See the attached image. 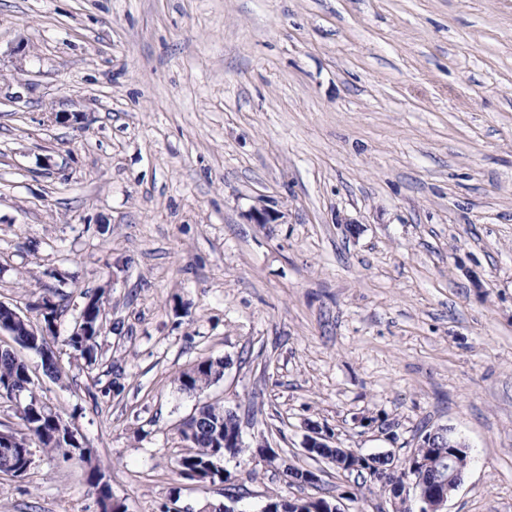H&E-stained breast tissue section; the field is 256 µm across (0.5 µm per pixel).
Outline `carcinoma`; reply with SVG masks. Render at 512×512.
<instances>
[{"label":"carcinoma","instance_id":"carcinoma-1","mask_svg":"<svg viewBox=\"0 0 512 512\" xmlns=\"http://www.w3.org/2000/svg\"><path fill=\"white\" fill-rule=\"evenodd\" d=\"M39 315V326L35 327L29 317L22 314L15 317L12 310L0 309V327L13 334V340L21 347L41 354L45 374L53 380L62 379L63 371L50 348L49 339L55 337V324L60 316V304L55 295L46 293L35 305ZM82 333L78 336L68 335L67 346L93 367L98 361V338L104 326V308L101 297L91 298L79 314ZM224 376V361L210 358L198 361L188 370L182 372L177 383L179 389L190 395H196L219 381ZM9 386L16 394H29V399L18 405V422L14 427L0 429V439L10 436L19 440L18 447L11 455L0 453V473L14 478L23 477L30 469L32 448H41L48 453H60L64 456L78 457L88 469V480L94 494L99 512H126L124 502L112 494L110 486L103 482L97 465L93 464L90 449L78 444V439L70 424L43 403L33 392L32 378L25 362L14 352L5 347L0 350V385ZM235 427L233 417H224V408L212 404L202 406L197 414L184 422L180 430L184 441L190 443L194 451L182 456L178 461L180 474L201 482L224 481L213 471L215 464L224 459L226 452L234 455L244 453L242 448H224V430Z\"/></svg>","mask_w":512,"mask_h":512}]
</instances>
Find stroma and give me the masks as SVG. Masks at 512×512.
I'll list each match as a JSON object with an SVG mask.
<instances>
[{"instance_id": "35a3bbf8", "label": "stroma", "mask_w": 512, "mask_h": 512, "mask_svg": "<svg viewBox=\"0 0 512 512\" xmlns=\"http://www.w3.org/2000/svg\"><path fill=\"white\" fill-rule=\"evenodd\" d=\"M48 288L67 376L20 355L127 512H392L312 424L365 455L448 429L444 512H512V0H0V303ZM94 295L89 370L65 338ZM206 403L251 446L225 483L177 470ZM33 459L0 512H98L79 460ZM225 361L210 358L203 359L191 368L183 371L177 378L179 389L190 395L201 393L204 389L224 376Z\"/></svg>"}]
</instances>
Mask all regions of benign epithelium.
I'll use <instances>...</instances> for the list:
<instances>
[{
    "mask_svg": "<svg viewBox=\"0 0 512 512\" xmlns=\"http://www.w3.org/2000/svg\"><path fill=\"white\" fill-rule=\"evenodd\" d=\"M448 434L446 429H438L425 434L420 446L423 448L448 447V460L437 463L435 455H409L404 461H399L392 452L382 454L391 461L389 470L402 467L405 475L399 481L382 479V491L392 499L395 512H443L448 499L462 483V476L457 468L458 452L453 450L455 444L438 443V440ZM304 451L311 457L322 458L331 462L335 468L346 472H360L373 464L374 457L364 456L346 448L331 447V438L310 427V435L305 438ZM429 469L436 470V478L432 484L423 482L422 473ZM414 494V500L419 504L418 510H412L409 494Z\"/></svg>",
    "mask_w": 512,
    "mask_h": 512,
    "instance_id": "benign-epithelium-1",
    "label": "benign epithelium"
}]
</instances>
